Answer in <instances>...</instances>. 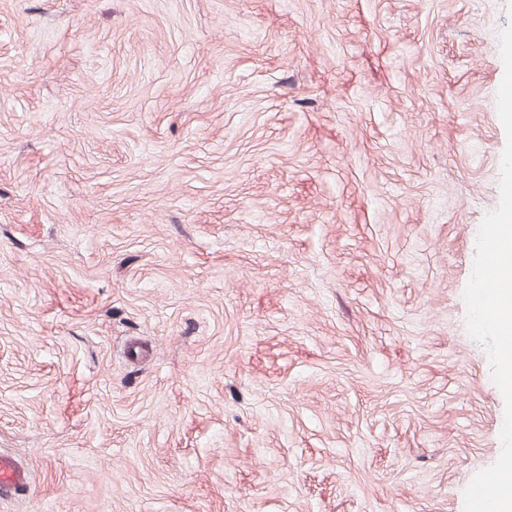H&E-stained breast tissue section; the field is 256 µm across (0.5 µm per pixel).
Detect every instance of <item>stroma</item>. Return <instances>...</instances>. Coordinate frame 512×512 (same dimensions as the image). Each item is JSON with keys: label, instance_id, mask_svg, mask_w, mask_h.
I'll return each mask as SVG.
<instances>
[{"label": "stroma", "instance_id": "stroma-1", "mask_svg": "<svg viewBox=\"0 0 512 512\" xmlns=\"http://www.w3.org/2000/svg\"><path fill=\"white\" fill-rule=\"evenodd\" d=\"M512 0H0V512H464L463 291ZM29 475L18 467L9 456L0 454V492L2 495H15L24 490Z\"/></svg>", "mask_w": 512, "mask_h": 512}]
</instances>
